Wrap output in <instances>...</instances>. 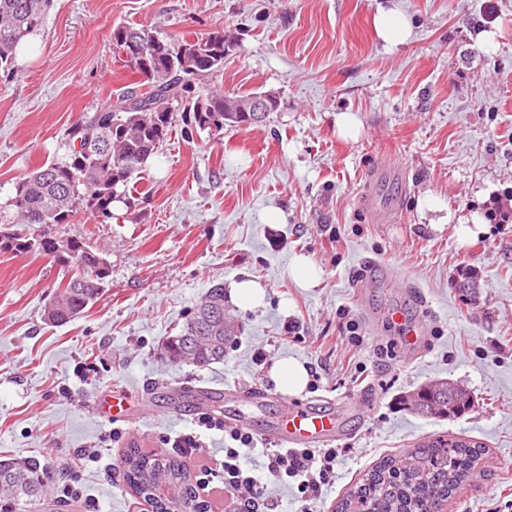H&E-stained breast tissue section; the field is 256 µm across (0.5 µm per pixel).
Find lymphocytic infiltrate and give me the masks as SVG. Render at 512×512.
I'll list each match as a JSON object with an SVG mask.
<instances>
[{"label":"lymphocytic infiltrate","mask_w":512,"mask_h":512,"mask_svg":"<svg viewBox=\"0 0 512 512\" xmlns=\"http://www.w3.org/2000/svg\"><path fill=\"white\" fill-rule=\"evenodd\" d=\"M212 430L224 434L221 468L227 512H265L274 484L294 486L301 512H314L336 483L341 449L274 448L250 430L226 426L207 414L197 417L193 430L175 436L172 446L183 455H193L203 446L202 434Z\"/></svg>","instance_id":"obj_1"}]
</instances>
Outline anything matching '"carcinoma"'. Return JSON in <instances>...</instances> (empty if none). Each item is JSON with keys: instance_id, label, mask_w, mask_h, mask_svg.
I'll return each mask as SVG.
<instances>
[{"instance_id": "cac0c4a2", "label": "carcinoma", "mask_w": 512, "mask_h": 512, "mask_svg": "<svg viewBox=\"0 0 512 512\" xmlns=\"http://www.w3.org/2000/svg\"><path fill=\"white\" fill-rule=\"evenodd\" d=\"M50 0H0V69L21 71L17 47L42 23ZM138 40L144 55L126 61V66L144 78L146 88L128 91L111 106L86 121L76 123L69 133V161L44 164L17 183L11 199L17 224L40 217L42 224H70L78 212L90 210L112 217L111 205L118 189L127 187L162 145L173 128L171 105L189 100L195 124L208 128L212 112L223 126L238 127L245 118L226 112L228 95L210 91L196 93V84L224 69L222 31L176 42L164 41L142 27L120 23L112 29V45ZM70 252L58 263L74 266L78 274L60 287L47 308L45 320L63 325L99 300L107 270L97 271L99 254L78 238H69ZM47 237L17 232L0 234L1 253L46 250ZM459 290L476 297V275L459 274ZM233 327L225 321L224 286L215 284L190 312L181 333L165 345L173 363L206 367L224 361L232 342ZM456 400H448V391ZM407 406L422 415L443 419L459 418L472 406L463 389L440 382L413 393ZM483 445L464 438L438 436L411 449L404 461L390 457L376 464L342 499L338 512H429L448 500L473 474ZM130 488L154 502L156 512H209L196 497L191 472L174 456L152 458L132 446L122 460ZM47 495L44 467L37 460L0 458V512H16L24 504L39 509Z\"/></svg>"}]
</instances>
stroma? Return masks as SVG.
<instances>
[{"label":"stroma","instance_id":"1","mask_svg":"<svg viewBox=\"0 0 512 512\" xmlns=\"http://www.w3.org/2000/svg\"><path fill=\"white\" fill-rule=\"evenodd\" d=\"M381 9L409 17L405 43L377 37ZM119 23L172 41L225 30L234 41L210 86L268 92L278 107L216 130L186 123L174 104L166 143L111 218L16 225L84 239L108 276L95 305L53 326L44 308L67 269L0 253V456L38 460L56 501L77 477L83 496L63 512H150L123 480L126 448L167 454L164 437L205 411L199 388L272 389L275 364L294 358L316 375L299 401L330 411L363 399L343 418L337 445L348 454L324 512L377 461L438 435L487 450L446 512H512V221L488 218L494 202L512 201V0H51L18 49L21 71H0V213L23 177L66 159L73 124L143 88L112 53ZM342 112L359 121L358 138L338 135ZM369 187L392 222L362 206ZM427 198L435 212H421ZM475 221L483 233L460 241L459 224ZM300 255L316 268L314 287L291 275ZM464 269L478 277L476 299L455 286ZM239 279L259 282L265 298L227 303L239 335L223 362L171 363L166 338L208 288ZM341 306L362 346L340 338ZM397 310L404 324L393 323ZM409 326L428 329L417 345ZM387 343L392 356L378 355ZM438 380L471 392L474 409L448 420L405 408L403 397ZM117 391L131 395L133 417L116 442L97 405ZM89 448L102 463H83Z\"/></svg>","mask_w":512,"mask_h":512}]
</instances>
